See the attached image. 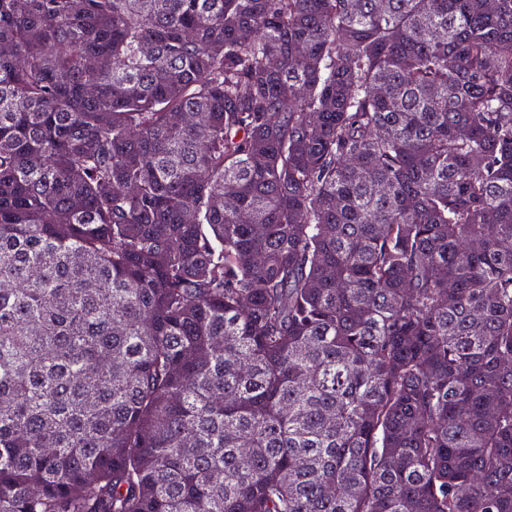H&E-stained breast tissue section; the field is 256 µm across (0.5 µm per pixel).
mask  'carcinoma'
I'll use <instances>...</instances> for the list:
<instances>
[{"label": "carcinoma", "mask_w": 512, "mask_h": 512, "mask_svg": "<svg viewBox=\"0 0 512 512\" xmlns=\"http://www.w3.org/2000/svg\"><path fill=\"white\" fill-rule=\"evenodd\" d=\"M0 512H512V0H0Z\"/></svg>", "instance_id": "cac0c4a2"}]
</instances>
